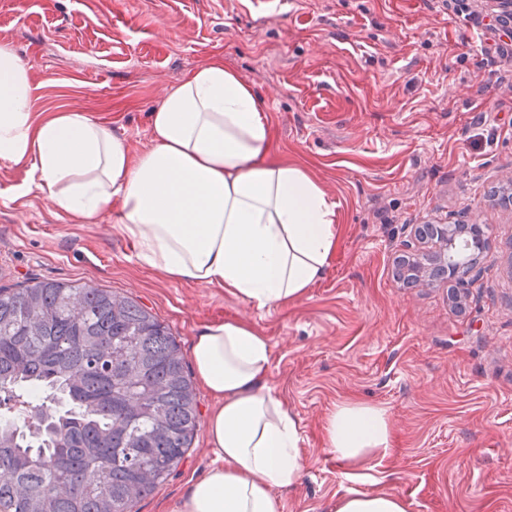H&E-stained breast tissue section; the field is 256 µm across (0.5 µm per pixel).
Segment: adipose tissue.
<instances>
[{"label":"adipose tissue","mask_w":512,"mask_h":512,"mask_svg":"<svg viewBox=\"0 0 512 512\" xmlns=\"http://www.w3.org/2000/svg\"><path fill=\"white\" fill-rule=\"evenodd\" d=\"M34 81L0 44V163L27 165L30 187L74 224L111 216L140 264L169 280L225 290L257 308L302 298L336 254V208L302 167L274 159L271 124L245 80L223 63L191 71L152 114L151 147L135 152L104 122L71 110L37 119ZM197 378L214 406L215 462L177 512H282L305 461L298 424L266 385L271 348L235 321L200 327ZM326 445L354 489L335 512H408L405 499L357 489L368 459L394 446L387 412L336 407Z\"/></svg>","instance_id":"obj_1"}]
</instances>
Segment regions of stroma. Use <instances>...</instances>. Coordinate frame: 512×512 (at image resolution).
Returning <instances> with one entry per match:
<instances>
[{"instance_id": "35a3bbf8", "label": "stroma", "mask_w": 512, "mask_h": 512, "mask_svg": "<svg viewBox=\"0 0 512 512\" xmlns=\"http://www.w3.org/2000/svg\"><path fill=\"white\" fill-rule=\"evenodd\" d=\"M0 0V43L28 68L34 112L81 110L134 151L188 73L223 61L270 118L275 158L336 204L326 276L292 304L259 309L143 268L110 217L73 224L25 168L0 166V287L56 279L137 299L174 334L185 364L215 320L266 336L268 388L298 422L307 467L282 512H334L349 488L325 425L343 400L384 408L396 435L361 487L408 512H512V38L496 0ZM481 224L463 280L405 287L392 274L415 224ZM464 297L455 308L450 289ZM185 459L136 512H175L214 461L213 400Z\"/></svg>"}]
</instances>
